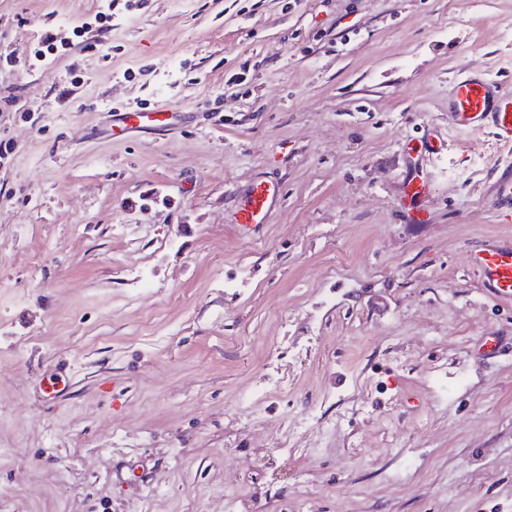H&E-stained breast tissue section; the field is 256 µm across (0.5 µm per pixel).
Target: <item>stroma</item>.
Here are the masks:
<instances>
[{"instance_id":"1","label":"stroma","mask_w":512,"mask_h":512,"mask_svg":"<svg viewBox=\"0 0 512 512\" xmlns=\"http://www.w3.org/2000/svg\"><path fill=\"white\" fill-rule=\"evenodd\" d=\"M0 53V512H512V301L467 263L512 144L448 111L512 95V0H0ZM138 103L182 120L113 139ZM448 111L463 129L488 126L500 141L512 142V96L500 94L488 80L469 74L458 76L452 83ZM278 197V189L271 183L257 179L253 181L245 195L238 201L234 222L244 230L258 231L269 223L271 210Z\"/></svg>"}]
</instances>
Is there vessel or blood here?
I'll list each match as a JSON object with an SVG mask.
<instances>
[{
	"label": "vessel or blood",
	"mask_w": 512,
	"mask_h": 512,
	"mask_svg": "<svg viewBox=\"0 0 512 512\" xmlns=\"http://www.w3.org/2000/svg\"><path fill=\"white\" fill-rule=\"evenodd\" d=\"M448 110L459 127L474 130L487 126L503 143L512 142V96L500 94L492 82L469 74L458 76L452 83ZM176 119L175 111L168 108H130L113 115L112 135L121 138L148 126H169ZM277 197L273 184L253 181L236 206L235 223L258 231L268 223ZM468 264L490 297L512 300V244L488 242L469 253Z\"/></svg>",
	"instance_id": "vessel-or-blood-1"
}]
</instances>
